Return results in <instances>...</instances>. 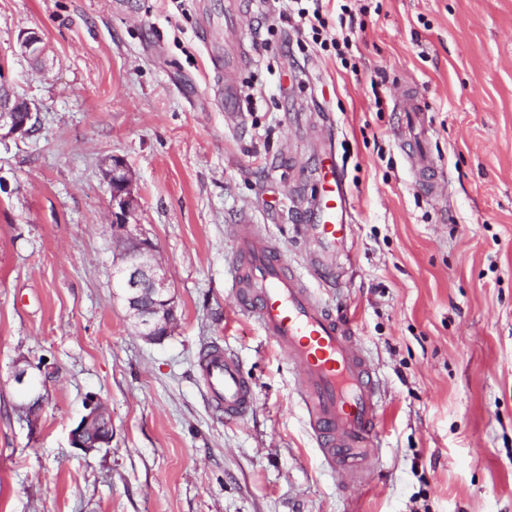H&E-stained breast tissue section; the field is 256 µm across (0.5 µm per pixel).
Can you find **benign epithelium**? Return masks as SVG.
Listing matches in <instances>:
<instances>
[{
  "mask_svg": "<svg viewBox=\"0 0 512 512\" xmlns=\"http://www.w3.org/2000/svg\"><path fill=\"white\" fill-rule=\"evenodd\" d=\"M16 46L23 57L33 61L43 58V38L34 30L20 32ZM5 71L0 63V142L30 137L38 131L40 123L37 105L10 90ZM102 177L110 189V225L119 247L113 262V283L140 335L148 341H158L173 330L176 302L167 270L156 257V247L137 221L141 200L135 189L134 173L122 158L111 156L104 163ZM13 380L19 390L21 420L34 429L43 402L37 377L29 372V366L17 365ZM70 440L73 447L86 454L112 444V417L99 397H86L85 413L72 429Z\"/></svg>",
  "mask_w": 512,
  "mask_h": 512,
  "instance_id": "7a95c632",
  "label": "benign epithelium"
}]
</instances>
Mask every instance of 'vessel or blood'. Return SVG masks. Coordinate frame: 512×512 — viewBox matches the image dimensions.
<instances>
[{"label": "vessel or blood", "mask_w": 512, "mask_h": 512, "mask_svg": "<svg viewBox=\"0 0 512 512\" xmlns=\"http://www.w3.org/2000/svg\"><path fill=\"white\" fill-rule=\"evenodd\" d=\"M400 147L415 185L439 195L446 181L413 127L402 130ZM318 191L312 221L300 233L309 254L305 273L293 270L280 247L240 215L233 234L230 288L237 309L254 318L298 374V396L325 466L341 487L362 481L370 469L369 449L377 437L381 407L376 369L358 343L350 320L337 316L310 287L327 276L352 247V229L344 220L346 180L335 153L316 168ZM211 404L228 419L243 417L253 404V388L239 360L212 346L199 361Z\"/></svg>", "instance_id": "b4317fda"}]
</instances>
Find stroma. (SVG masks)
Here are the masks:
<instances>
[{
    "instance_id": "obj_1",
    "label": "stroma",
    "mask_w": 512,
    "mask_h": 512,
    "mask_svg": "<svg viewBox=\"0 0 512 512\" xmlns=\"http://www.w3.org/2000/svg\"><path fill=\"white\" fill-rule=\"evenodd\" d=\"M226 0H0V62L40 129L0 142V512H512V0H349L344 58L297 48L288 0H235L247 93L227 122L217 56ZM274 31H267V23ZM40 32L43 64L16 54ZM412 86L447 177L417 190L398 146ZM350 192L354 254L324 303L377 368L367 482L325 467L297 377L235 310L230 226L251 214L302 270L322 116ZM136 177L177 325L139 335L112 284L109 156ZM252 382L242 419L209 402L203 350ZM42 367L37 429L18 418V360ZM112 445L69 433L88 395Z\"/></svg>"
}]
</instances>
